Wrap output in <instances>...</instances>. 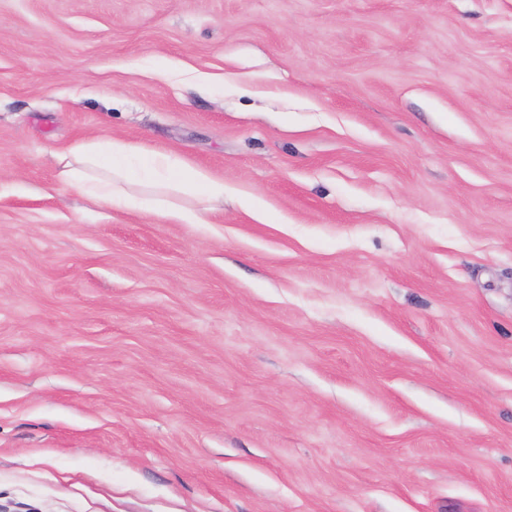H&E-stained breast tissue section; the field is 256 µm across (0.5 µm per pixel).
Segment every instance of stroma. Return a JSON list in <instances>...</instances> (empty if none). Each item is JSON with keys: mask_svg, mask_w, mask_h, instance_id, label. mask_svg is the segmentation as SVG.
I'll list each match as a JSON object with an SVG mask.
<instances>
[{"mask_svg": "<svg viewBox=\"0 0 512 512\" xmlns=\"http://www.w3.org/2000/svg\"><path fill=\"white\" fill-rule=\"evenodd\" d=\"M0 512H512V0H0ZM63 161L64 182L111 209L146 212L173 224H206L215 205L224 204V179L166 152H142L123 139L77 143ZM144 184L152 189L134 191Z\"/></svg>", "mask_w": 512, "mask_h": 512, "instance_id": "obj_1", "label": "stroma"}]
</instances>
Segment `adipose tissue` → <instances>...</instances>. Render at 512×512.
I'll return each instance as SVG.
<instances>
[{
  "label": "adipose tissue",
  "mask_w": 512,
  "mask_h": 512,
  "mask_svg": "<svg viewBox=\"0 0 512 512\" xmlns=\"http://www.w3.org/2000/svg\"><path fill=\"white\" fill-rule=\"evenodd\" d=\"M61 177L69 186L115 210L154 214L174 224H205L223 203V179L169 153L144 152L119 138L73 145Z\"/></svg>",
  "instance_id": "1"
}]
</instances>
